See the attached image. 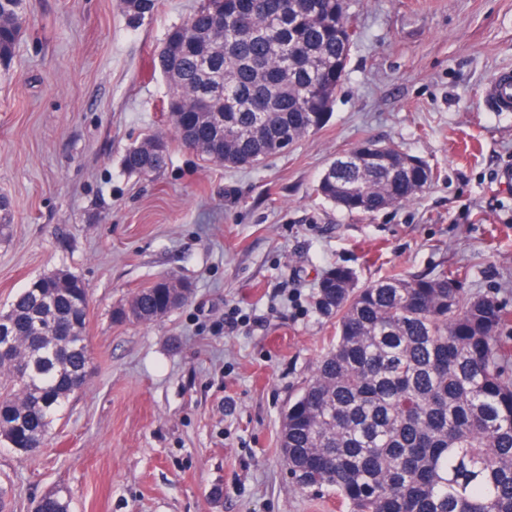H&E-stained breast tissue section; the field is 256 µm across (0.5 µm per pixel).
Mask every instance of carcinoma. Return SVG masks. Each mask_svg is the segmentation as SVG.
I'll return each instance as SVG.
<instances>
[{"mask_svg":"<svg viewBox=\"0 0 512 512\" xmlns=\"http://www.w3.org/2000/svg\"><path fill=\"white\" fill-rule=\"evenodd\" d=\"M133 24L159 0H120ZM24 0H0V64L19 40ZM347 0H201L171 27L156 67L171 92L163 102L182 144L203 160L250 167L292 146L329 118L343 84L352 35ZM224 98V123L208 101ZM169 141L151 135L122 159L138 175L163 170ZM393 147L349 165L331 163L316 194L353 213L414 200L434 179ZM69 279L66 288L56 278ZM336 266L319 282L316 306L336 313V343L288 406L281 448L304 488L336 494L347 512H512V347L500 336L512 318L497 298L467 296L457 277L394 274L353 288ZM89 294L68 273L43 274L24 288L0 323L23 354L0 368V441L23 453L48 440L69 398L90 379L83 345ZM177 306L160 282L117 311L151 322ZM55 323L66 336H51ZM58 493L41 512H68Z\"/></svg>","mask_w":512,"mask_h":512,"instance_id":"obj_1","label":"carcinoma"}]
</instances>
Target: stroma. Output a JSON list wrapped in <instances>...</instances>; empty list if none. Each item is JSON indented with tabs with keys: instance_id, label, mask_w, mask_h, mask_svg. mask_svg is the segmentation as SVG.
Returning a JSON list of instances; mask_svg holds the SVG:
<instances>
[{
	"instance_id": "1",
	"label": "stroma",
	"mask_w": 512,
	"mask_h": 512,
	"mask_svg": "<svg viewBox=\"0 0 512 512\" xmlns=\"http://www.w3.org/2000/svg\"><path fill=\"white\" fill-rule=\"evenodd\" d=\"M200 0H160L131 25L118 0H25L0 67V307L58 269L90 292L88 388L48 444L0 443L6 512L58 490L69 512H341L283 461L289 402L336 340L315 303L345 266L364 288L460 271L470 296L512 306V112L486 89L512 70V0H349L348 75L326 125L256 167L202 160L174 141L154 65ZM171 138L166 168L126 172L125 150ZM433 169L413 201L348 213L313 188L363 141ZM174 277L188 301L160 320H114Z\"/></svg>"
}]
</instances>
